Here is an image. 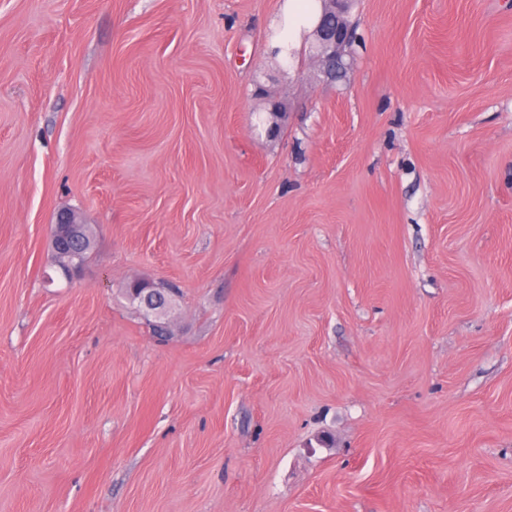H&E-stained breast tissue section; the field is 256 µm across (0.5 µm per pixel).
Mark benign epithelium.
I'll list each match as a JSON object with an SVG mask.
<instances>
[{
	"mask_svg": "<svg viewBox=\"0 0 512 512\" xmlns=\"http://www.w3.org/2000/svg\"><path fill=\"white\" fill-rule=\"evenodd\" d=\"M349 0H324L321 18L311 32L310 48L317 65V76L334 82L347 74L352 53L349 47L357 34L349 18ZM50 242L61 276L71 281L82 271L85 251L90 243L85 237L82 220L70 210L57 214L55 223L49 225ZM138 302L146 314L155 318L166 315V294L154 286L145 289Z\"/></svg>",
	"mask_w": 512,
	"mask_h": 512,
	"instance_id": "1",
	"label": "benign epithelium"
}]
</instances>
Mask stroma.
I'll return each instance as SVG.
<instances>
[{
  "label": "stroma",
  "instance_id": "1",
  "mask_svg": "<svg viewBox=\"0 0 512 512\" xmlns=\"http://www.w3.org/2000/svg\"><path fill=\"white\" fill-rule=\"evenodd\" d=\"M283 3L0 0V512H512V0ZM284 1L281 12L271 21V27L279 32L274 45L287 47L290 42L293 46L303 30L313 29L310 48L317 76L326 82L346 76L352 59L348 47L357 38L356 28L349 18V0H324L321 16L318 0ZM325 17H332L333 23L326 22ZM82 220L70 210L57 214L54 224H49L50 242L57 260V270L67 281L73 280L82 271L90 243L83 232ZM138 302L147 315L154 318L165 317L167 312L166 294L153 284L150 288H145L139 296Z\"/></svg>",
  "mask_w": 512,
  "mask_h": 512
}]
</instances>
